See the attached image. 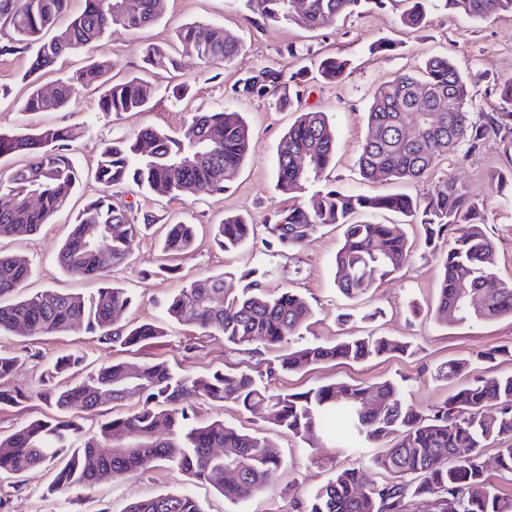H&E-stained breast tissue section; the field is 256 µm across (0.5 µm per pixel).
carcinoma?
Returning <instances> with one entry per match:
<instances>
[{"mask_svg": "<svg viewBox=\"0 0 512 512\" xmlns=\"http://www.w3.org/2000/svg\"><path fill=\"white\" fill-rule=\"evenodd\" d=\"M70 0H0V22L11 30L0 53L31 51L23 80L32 84L24 101L30 112L68 106L86 87L102 90L99 110L119 116L145 110L150 87L139 78L120 82L108 78L102 59L59 78L51 97L35 85L37 78L62 57L116 30H139L157 21L165 0H84L72 13ZM262 24L291 22L315 30L338 17L353 15L364 0H307L301 11L291 0H247ZM486 19L508 13L512 0H414L401 23L420 29L427 11ZM177 41L187 54L205 64L228 63L243 48L239 35L217 23L181 26ZM153 68L175 66L170 53L157 45L144 49ZM349 60L332 56L316 63L314 79L339 82ZM314 85L288 66H267L239 79L235 98L267 99L280 108L291 99L309 96ZM499 107L476 121L469 107V88L461 69L447 57H430L411 73H402L376 87L366 112V134L358 155L360 176L418 181L440 158L463 144L477 148L488 138L512 136V77L497 83ZM418 126L409 137L410 122ZM75 129L48 127L35 133L0 135V157L23 152L29 161L0 177V195L15 204L0 209V238L33 235L68 205L80 181L70 153ZM250 149L244 117L230 109L200 106L191 115L185 137L173 138L147 127L134 135L112 139L101 149L94 179L104 194L89 201L75 216L72 230L58 253L59 266L75 276L107 278L124 264L136 240L154 220L135 223L130 205L112 200L114 187L137 189L176 198L186 192L202 197L222 194L237 181ZM336 156V131L326 113L302 112L281 136L276 148V188L294 198L321 181ZM491 188H512V169L494 171ZM36 197L35 204L29 199ZM486 199L472 196L461 184L444 179L421 199L405 194L344 193L333 186L315 190L302 202L276 209L266 224L271 241L283 248L303 247L320 228L336 224L343 241L334 258L335 283L349 300L365 295L376 281L401 270L409 261L407 241L392 224L357 220L362 213L392 212L423 225L428 238L448 235V254L441 261L436 312L456 321L512 317V282L495 272L496 250L484 228ZM253 224L230 215L218 225L216 243L224 251L241 247ZM195 241L194 225H165L162 250L177 256ZM32 275L30 264L16 255L0 254V331L26 327L42 335H60L82 327L103 345L135 347L164 335L157 325L115 324L131 298L122 288L105 285L93 295L46 289L23 296ZM240 293H224V276L191 281L172 297L166 315L184 325L224 337V345L260 354L254 344L277 353L276 369L293 372L312 365L404 353L409 345L379 336L334 344L291 346L290 339L313 315L309 302L289 290L270 293L262 279L241 275ZM468 358L449 361L439 370L453 379L469 369ZM81 365V357L57 358L43 380L42 397L58 416L33 420L0 434V474L19 478L65 455L51 491L72 504L71 494L92 489L103 474L114 477L143 473L165 464L211 483L226 499L243 501L262 492L284 461L265 436L249 433L222 419L199 423V400L231 402L241 410L265 409V420L277 429L321 447L326 422L343 423V441L351 448L384 445L372 462L384 479L371 481L346 468L306 498L295 501L296 512H512V497L501 495L486 474L481 449L492 443L501 475L512 476V373L477 378L423 412L405 401L402 386L385 380L369 384L333 382L302 392L271 393L243 371L216 370L189 378L165 361L139 365L112 362L63 386L59 378ZM105 401L127 407L126 413L103 420L90 433L75 416L91 413ZM236 479L227 482L224 472ZM123 512H202L188 492L161 494L129 504Z\"/></svg>", "mask_w": 512, "mask_h": 512, "instance_id": "1", "label": "carcinoma"}]
</instances>
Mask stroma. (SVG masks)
<instances>
[{"label":"stroma","mask_w":512,"mask_h":512,"mask_svg":"<svg viewBox=\"0 0 512 512\" xmlns=\"http://www.w3.org/2000/svg\"><path fill=\"white\" fill-rule=\"evenodd\" d=\"M402 0H367L347 18L308 31L291 23L255 26L249 23L246 0H167L162 21L137 31H117L104 41L90 44L61 58L57 69L73 72L90 60L114 62L116 79L144 73L154 90L143 112L120 116L99 111L97 90H84L70 106L50 112H27L23 102L29 86L23 79L29 55L25 52L0 55V85L10 88L0 98V132H34L49 126L75 128L79 136L73 153L81 171L78 190L67 209L29 238L0 240V252L25 256L35 268L24 292L32 295L47 288L63 293L90 294L100 288L99 280L64 273L56 263L57 253L68 238L76 212L101 193L92 170L102 146L119 135H130L153 127L172 137H181L189 112L197 106H232L247 121L251 142L241 176L224 194L195 200L189 197H156L132 187H117L114 199L131 203L135 218L154 216L157 225L136 243L126 265L112 274L113 282L126 290L134 302L122 312L119 323L163 324L164 337L132 348L101 345L95 336L76 329L61 336L0 333V352L19 356L20 364L0 389L22 388L30 399L21 405L0 404V433L54 415L55 410L39 395L50 362L56 357L82 356L86 369L117 361L142 363L167 361L180 374L199 377L217 369L249 372L271 391L301 392L318 384L345 381L374 383L387 379L405 380V397L420 410L456 392L462 379L439 378L437 370L460 356L472 359L471 372L492 376L512 373V318L460 323L437 321L435 303L440 261L448 252L447 237L426 243L421 225L393 213H375L371 219L395 225L412 246L411 258L398 273L375 283L362 298L351 301L337 291L332 265L342 239L340 228L317 231L299 249L269 245L264 224L269 215L286 205L285 196L275 188V147L294 121L295 112L275 110L265 100H238L228 95L243 75L265 66L286 65L298 69L300 60L288 56V48L307 47L312 52L341 55L352 62L344 80L321 84L304 106L327 113L336 129V157L323 182L353 193H407L420 196L433 190L439 179L452 178L476 196L487 198L485 228L495 242L499 275L512 281V194L492 193L488 176L494 170L512 167V143L490 139L481 149L460 147L452 156L442 157L427 178L405 183L380 178L362 180L356 171L358 147L365 135L366 112L374 89L393 76L409 72L431 56L452 57L469 80L475 119L499 106L493 82L512 75V16L489 20L455 18L432 11L424 27H404L400 15ZM193 21L215 22L233 30L244 40V48L232 63L207 67L193 56L180 58V70L142 72L143 50L147 45L173 46L175 29ZM377 42L387 43L384 51L374 50ZM191 83L195 96L177 102L166 87L174 75ZM249 213L256 234L236 251L227 253L214 240V226L224 215ZM176 219L194 223L193 247L175 257L172 274L158 273L163 262L159 247L162 224ZM255 269L265 274L268 291L290 289L303 295L314 314L294 344H325L348 337L389 336L411 343L408 353L386 356L363 363L329 362L288 374L270 373L268 362L225 347L220 336L167 322L163 309L168 298L196 278L223 274L226 291H237L238 273ZM198 421L215 418L268 436L285 461L273 485L246 501H226L210 484L192 480L176 469L159 467L143 474L102 478L92 490L80 492L76 506H68L53 494L51 465L36 468L19 479L0 481V512H122L131 502L161 493L187 491L203 512H293L296 498L307 496L325 484L337 470L368 461L373 449L354 452L342 448L337 438L324 440L311 449L296 438L264 422L261 414H243L232 404L208 401L196 404Z\"/></svg>","instance_id":"obj_1"}]
</instances>
